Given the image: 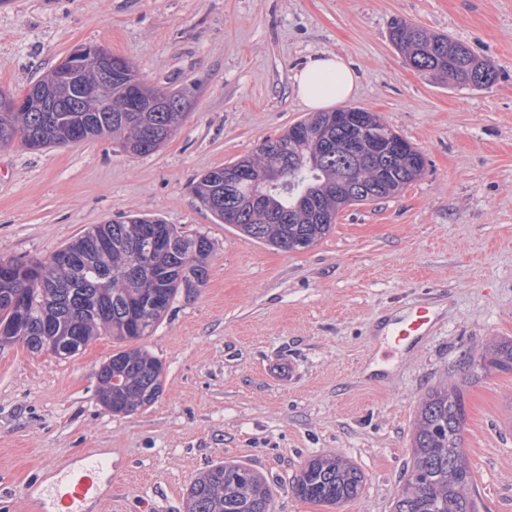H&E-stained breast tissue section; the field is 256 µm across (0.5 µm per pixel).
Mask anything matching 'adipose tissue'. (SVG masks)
<instances>
[{"instance_id": "obj_1", "label": "adipose tissue", "mask_w": 512, "mask_h": 512, "mask_svg": "<svg viewBox=\"0 0 512 512\" xmlns=\"http://www.w3.org/2000/svg\"><path fill=\"white\" fill-rule=\"evenodd\" d=\"M358 85L359 76L353 66L331 52L314 55L294 76L296 96L312 112L348 100Z\"/></svg>"}]
</instances>
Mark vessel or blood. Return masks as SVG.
<instances>
[{
	"instance_id": "1",
	"label": "vessel or blood",
	"mask_w": 512,
	"mask_h": 512,
	"mask_svg": "<svg viewBox=\"0 0 512 512\" xmlns=\"http://www.w3.org/2000/svg\"><path fill=\"white\" fill-rule=\"evenodd\" d=\"M431 324L427 307L416 306L394 330L397 340L420 335ZM112 496V460L99 448L76 457L68 468H48L43 482L23 490L29 512H103Z\"/></svg>"
}]
</instances>
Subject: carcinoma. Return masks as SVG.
<instances>
[{
  "instance_id": "1",
  "label": "carcinoma",
  "mask_w": 512,
  "mask_h": 512,
  "mask_svg": "<svg viewBox=\"0 0 512 512\" xmlns=\"http://www.w3.org/2000/svg\"><path fill=\"white\" fill-rule=\"evenodd\" d=\"M394 47L419 71H429L462 88H483L497 79L495 66L448 35L396 21ZM79 81L101 86V99L67 96L49 112H0V146L77 144L88 136H117L134 156L156 151L178 128L189 108L180 93L152 89L121 56L112 61V80L84 67ZM141 112L126 111L134 94ZM362 134L334 112H316L267 139L233 163L202 174L193 192L218 224L281 251L305 249L324 238L347 206L399 194L421 174V151L370 113ZM360 143L353 151L349 142ZM269 170L278 180L260 188L261 210L239 206L254 190L243 183L224 193V171L235 166ZM73 257L65 268L45 261H7L0 267V340L22 337L30 352L48 336L87 345L96 336L121 342L149 336L180 295L203 285L213 254L205 235H190L159 218L129 215L96 224L64 246ZM470 365L512 372V341L492 342ZM98 398L109 411L132 414L151 406L163 388L162 363L146 350H121L97 373ZM466 410L463 387L436 389L423 399L413 435V465L394 502V512H478L473 471L463 448ZM362 472L339 455L313 458L292 483L305 500L334 506L355 498ZM273 487L259 471L217 463L188 488L186 512H270Z\"/></svg>"
}]
</instances>
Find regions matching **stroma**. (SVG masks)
Instances as JSON below:
<instances>
[{
    "label": "stroma",
    "mask_w": 512,
    "mask_h": 512,
    "mask_svg": "<svg viewBox=\"0 0 512 512\" xmlns=\"http://www.w3.org/2000/svg\"><path fill=\"white\" fill-rule=\"evenodd\" d=\"M397 20L465 43L496 82L461 89L408 66L388 37ZM94 46L183 92L187 114L146 156L109 136L0 147V259H47L130 213L204 234L214 252L205 284L141 341L164 369L149 407L100 403L111 337L66 359L0 347V512H24L46 465L97 448L112 452L108 512H185L191 480L225 461L269 479L272 512H393L418 405L452 381L481 512H512V372L467 364L512 340V0H0V88L22 92ZM323 51L360 76L349 106L380 115L425 169L283 252L215 223L192 182L307 118L293 77ZM410 304L430 308L431 329L398 345L379 328ZM332 453L363 473L359 495H294L304 464Z\"/></svg>",
    "instance_id": "35a3bbf8"
}]
</instances>
